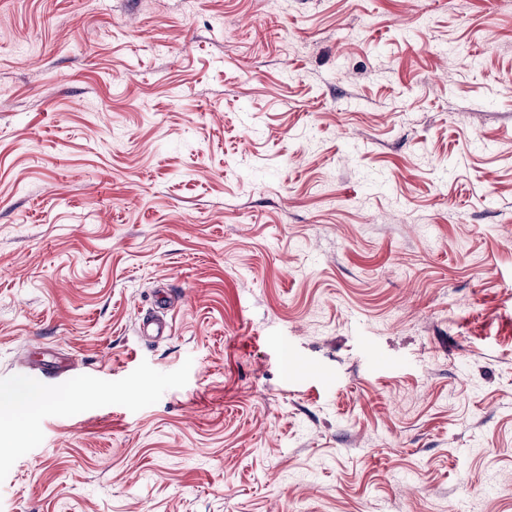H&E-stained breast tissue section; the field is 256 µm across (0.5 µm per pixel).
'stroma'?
<instances>
[{"instance_id": "35a3bbf8", "label": "stroma", "mask_w": 512, "mask_h": 512, "mask_svg": "<svg viewBox=\"0 0 512 512\" xmlns=\"http://www.w3.org/2000/svg\"><path fill=\"white\" fill-rule=\"evenodd\" d=\"M18 382L0 512H512V0H0ZM47 397L34 389L19 386L0 393V416L12 418L18 425L33 408L44 404Z\"/></svg>"}]
</instances>
